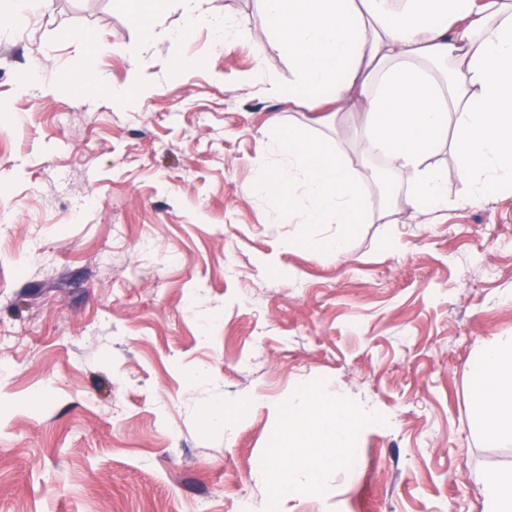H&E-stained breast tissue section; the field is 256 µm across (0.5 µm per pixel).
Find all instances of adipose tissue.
Segmentation results:
<instances>
[{
    "label": "adipose tissue",
    "mask_w": 512,
    "mask_h": 512,
    "mask_svg": "<svg viewBox=\"0 0 512 512\" xmlns=\"http://www.w3.org/2000/svg\"><path fill=\"white\" fill-rule=\"evenodd\" d=\"M264 22L291 68L276 93L294 108L362 102L360 139L406 182L412 210L449 204L448 179L431 165L453 150L466 184L465 204H484L495 191L512 192V0H260ZM287 165L259 172L272 206L295 183L306 203L294 212L303 225L332 224L333 236L301 237L298 247L341 256L374 203L359 170L340 151L289 130L269 143ZM472 404L483 433L512 444V336H493L470 363ZM378 423L368 405L303 393L283 413L263 479L265 512L315 491L323 471L346 469L355 458L354 435ZM483 512H512V466L482 480Z\"/></svg>",
    "instance_id": "ef3b65f1"
}]
</instances>
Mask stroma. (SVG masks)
<instances>
[{
	"mask_svg": "<svg viewBox=\"0 0 512 512\" xmlns=\"http://www.w3.org/2000/svg\"><path fill=\"white\" fill-rule=\"evenodd\" d=\"M205 7L238 25L232 47L206 25L143 44L115 0L0 24V512H262L277 411L311 389L390 424L282 512H482L481 476L512 466V444L478 430L468 364L512 336V194L460 204L444 150L452 206L410 211L404 182L384 202L367 178L372 216L345 256L296 247L336 227L271 206L262 142L306 124L357 167L385 160L360 147L358 112L313 126L278 101L291 73L259 0ZM142 52L138 103L16 91L36 69L122 85ZM176 52L197 68L173 71ZM222 405L230 424L211 418Z\"/></svg>",
	"mask_w": 512,
	"mask_h": 512,
	"instance_id": "1",
	"label": "stroma"
}]
</instances>
